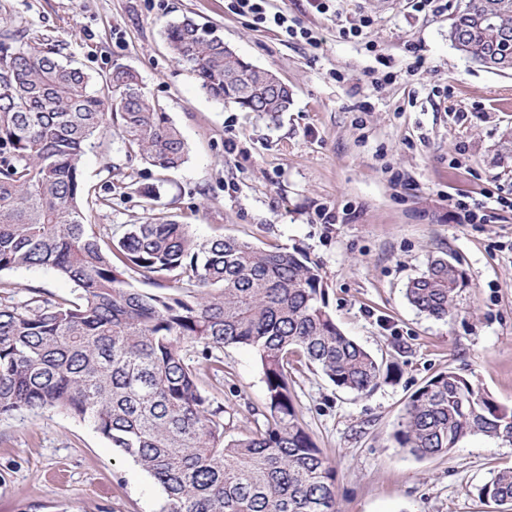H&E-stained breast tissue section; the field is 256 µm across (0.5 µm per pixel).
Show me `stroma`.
<instances>
[{
	"instance_id": "obj_1",
	"label": "stroma",
	"mask_w": 512,
	"mask_h": 512,
	"mask_svg": "<svg viewBox=\"0 0 512 512\" xmlns=\"http://www.w3.org/2000/svg\"><path fill=\"white\" fill-rule=\"evenodd\" d=\"M321 40L312 47L253 25L230 0H0V33L26 27L58 44L94 81L125 66L180 131L188 157L160 172L128 157L118 131L88 146L82 175L111 196L89 223L143 224L164 216L199 240L235 236L299 249L319 266L337 326L394 367L365 394L300 368L292 388L309 434L336 469L340 512H506L477 489L512 466V442L464 439L418 458L399 448L410 396L452 369L512 407V210L460 224L449 197L512 199V72L457 51L448 29L464 0H272ZM188 16L217 30L241 57L293 90L270 117L220 103L170 54L163 28ZM361 36H352L354 28ZM156 186L157 199L140 190ZM456 259L468 286L448 318L412 307L407 282L431 258ZM37 289L72 296L50 269L0 272V297ZM205 390L233 415L227 434L253 426L266 387L245 347L224 350ZM161 487L87 423L55 409L0 416V512H160Z\"/></svg>"
}]
</instances>
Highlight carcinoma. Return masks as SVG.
<instances>
[{
  "instance_id": "obj_1",
  "label": "carcinoma",
  "mask_w": 512,
  "mask_h": 512,
  "mask_svg": "<svg viewBox=\"0 0 512 512\" xmlns=\"http://www.w3.org/2000/svg\"><path fill=\"white\" fill-rule=\"evenodd\" d=\"M163 34L207 96L271 117L292 105L287 84L214 29L184 16ZM449 38L483 67L512 71V0H466ZM115 118L127 154L161 172L185 163L186 142L135 72L118 66L96 89L53 46L20 29L0 34V272L46 267L76 286L70 299L36 290L0 299V415L52 408L89 422L162 488L161 512H339L336 470L299 418L294 361L356 393L393 371L339 329L317 266L299 251L200 242L162 217L117 238L94 231L85 207L109 199L84 181L81 161ZM122 266L175 292L131 288ZM467 285L439 257L405 296L443 319ZM230 346L255 352L266 386L260 418L239 436L225 435L226 408L199 384ZM475 435L512 442V408L450 368L411 395L395 440L423 458ZM477 493L512 504V468Z\"/></svg>"
}]
</instances>
